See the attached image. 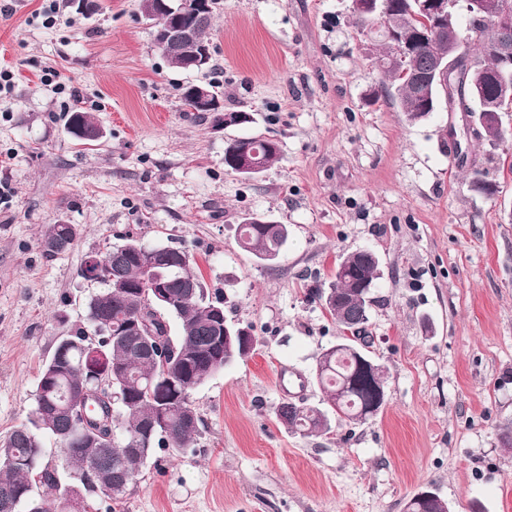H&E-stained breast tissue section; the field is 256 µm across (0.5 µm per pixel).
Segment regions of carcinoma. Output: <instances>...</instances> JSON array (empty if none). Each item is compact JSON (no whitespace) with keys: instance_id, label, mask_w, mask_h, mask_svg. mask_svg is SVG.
I'll list each match as a JSON object with an SVG mask.
<instances>
[{"instance_id":"carcinoma-1","label":"carcinoma","mask_w":512,"mask_h":512,"mask_svg":"<svg viewBox=\"0 0 512 512\" xmlns=\"http://www.w3.org/2000/svg\"><path fill=\"white\" fill-rule=\"evenodd\" d=\"M218 0H210L206 14L190 20L196 38L174 52H163L169 63L184 68L200 43H207ZM388 17L396 29L413 26L420 32L427 31V19L419 17L416 0H386ZM463 52L457 60L461 74L467 73L466 63L483 62L487 68L496 66V59L482 57L486 43L498 37V30L491 21L475 27L473 23L462 31ZM380 59L386 62L383 74L389 84L384 86L386 96L407 116L430 115L439 107L437 96L413 94L411 83L401 77L404 69L412 73H424L430 69L432 52L429 44L420 43L406 59L395 64L389 43H383ZM80 123L83 135L78 140L95 142L100 126L93 114L83 111L70 113L67 124ZM251 144L259 151L264 167L268 168L280 158L278 142L266 136L251 137ZM71 231L69 224H53L41 240V247L49 256L57 255L49 245ZM240 246L262 259L281 254L288 241L285 224H258L242 221L237 227ZM113 245L106 251L89 257L79 275L86 281L99 285L89 296L86 304V320L95 336L79 329L62 338L52 356L41 370L36 388V405L26 425L14 429L0 443V452L9 454L0 460V512H31L32 500L42 505V512H61L59 496L69 493L76 498H87L97 491L111 500H122L135 485L144 468L153 457L154 450L164 448L175 453L190 446L199 434L201 419L190 400L191 393H183L188 379L200 377L210 368L213 354L223 345L224 324L213 315V307L223 303L206 301L180 295L181 286L193 284L203 291L200 278L194 272L190 253L182 248L156 246L153 262L167 280L173 282L174 300L162 307L149 310L142 297L148 283L143 280V260L127 243ZM342 273L330 283L337 296L332 302L325 300L323 290L312 293L328 313L342 325L356 319L365 303L364 289L374 288L375 264L367 253H353L340 257ZM125 279L128 290L117 293L108 283L109 275ZM145 313L148 321V342H141L122 332L128 319ZM178 319V335L167 334L169 318ZM167 346L170 353L168 370H163L154 360L150 346ZM323 392V400L317 405L281 403L276 417L288 431L301 435L326 433L332 421L354 414L367 407L372 399L371 379L359 367L348 350L337 351L335 357L316 374ZM110 381V389L122 396L123 404L112 410V428L120 427L123 436L101 449L100 457L91 459L80 448L84 447L81 423L84 415L95 416L98 408L85 406L82 390L96 388L101 380ZM194 413V421L186 422L188 413ZM154 421H162L170 436L162 433L147 438H137L141 429ZM54 438L63 458L64 467L49 463L41 464L43 438ZM130 474L127 483L117 482V473ZM43 487L40 493L37 488ZM405 512H446L440 501L421 500L411 497Z\"/></svg>"}]
</instances>
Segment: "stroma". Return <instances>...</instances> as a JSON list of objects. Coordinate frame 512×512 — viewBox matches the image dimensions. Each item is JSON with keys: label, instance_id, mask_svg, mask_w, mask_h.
I'll return each mask as SVG.
<instances>
[{"label": "stroma", "instance_id": "35a3bbf8", "mask_svg": "<svg viewBox=\"0 0 512 512\" xmlns=\"http://www.w3.org/2000/svg\"><path fill=\"white\" fill-rule=\"evenodd\" d=\"M0 0V440L26 424L58 342L86 324L84 260L133 235L190 252L209 301L249 328L250 353L197 386L194 443L157 450L118 502L98 512H404L430 486L452 512H502L512 488V109L505 141L439 106L412 124L381 93L379 46L357 37L347 0H220L214 70L171 67L142 0H97L89 16L54 0ZM80 102L41 82L45 70ZM214 83L218 128L185 111L181 88ZM92 113L85 145L68 115ZM455 138H443V129ZM264 135L281 155L253 178L228 172L224 143ZM496 185L476 194L473 171ZM250 214L287 225L273 262L237 243ZM80 233L49 257L52 224ZM373 251L368 332L387 404L364 422L301 436L275 418L316 404L317 356L345 335L309 297L339 255ZM76 122H79L80 125L83 127V135L79 137L74 136L68 127L70 125L71 128L72 124H75ZM67 129L76 139L80 141L95 142L99 140V130L101 129V127L98 125L93 114L83 111H74L71 112L68 117Z\"/></svg>", "mask_w": 512, "mask_h": 512}]
</instances>
